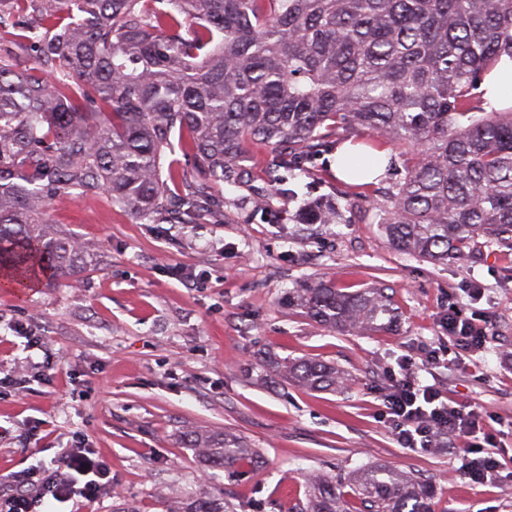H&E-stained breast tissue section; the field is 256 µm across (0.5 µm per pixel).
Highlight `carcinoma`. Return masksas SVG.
<instances>
[{
	"mask_svg": "<svg viewBox=\"0 0 512 512\" xmlns=\"http://www.w3.org/2000/svg\"><path fill=\"white\" fill-rule=\"evenodd\" d=\"M512 56V0H0V277L32 290L81 270L49 209L106 193L146 223L221 215L201 190L174 197L165 167L180 147L214 184L248 176L254 142L275 166L355 133L407 147L415 161L377 202L399 250L434 262L478 240L512 241V106L477 94ZM299 305L331 328H383L382 287L307 288ZM336 384V369L291 366ZM208 467L233 471L257 450L224 433H188ZM299 512H431L430 486L390 468L348 481L307 478ZM180 512H224L188 497Z\"/></svg>",
	"mask_w": 512,
	"mask_h": 512,
	"instance_id": "obj_1",
	"label": "carcinoma"
}]
</instances>
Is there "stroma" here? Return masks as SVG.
Masks as SVG:
<instances>
[{
    "label": "stroma",
    "mask_w": 512,
    "mask_h": 512,
    "mask_svg": "<svg viewBox=\"0 0 512 512\" xmlns=\"http://www.w3.org/2000/svg\"><path fill=\"white\" fill-rule=\"evenodd\" d=\"M389 156L390 171L359 187L355 202L340 198L335 152L287 172L254 144L246 181L210 188L224 204L220 220L143 224L104 194L52 209L83 268L22 298L0 289V377L25 379L22 390L0 388V481L81 446L111 464L112 490L94 503L72 498L67 512H175L187 495L223 500L229 512H289L304 503L309 475L343 479L372 466L431 484L433 512H512V478L475 486L461 474L466 441L410 451L382 417L387 370L421 345L447 347L440 320L461 309L490 343L435 383L487 412L475 442L512 471V434L499 426L512 421V244L443 264L397 250L374 208L403 173L400 146ZM334 205L340 222L304 223L306 212ZM326 282L386 287L394 322L343 332L284 305ZM20 323L46 336L47 350L27 349ZM45 360L50 382L32 368ZM305 360L334 367L341 386L288 378ZM191 431L235 435L258 456L236 473L206 467L188 446Z\"/></svg>",
    "instance_id": "35a3bbf8"
}]
</instances>
